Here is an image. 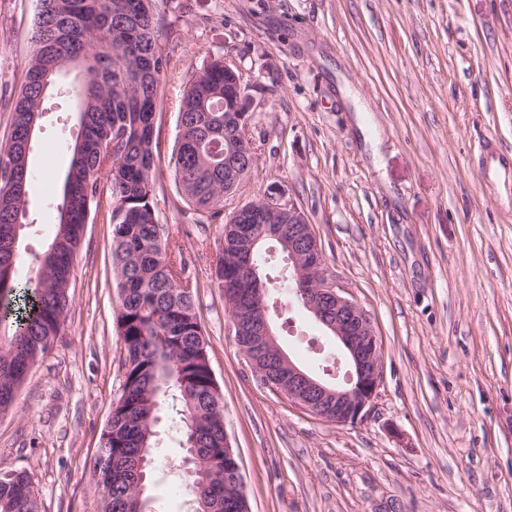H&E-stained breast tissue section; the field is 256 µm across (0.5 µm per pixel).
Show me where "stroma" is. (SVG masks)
I'll return each instance as SVG.
<instances>
[{"instance_id": "stroma-1", "label": "stroma", "mask_w": 512, "mask_h": 512, "mask_svg": "<svg viewBox=\"0 0 512 512\" xmlns=\"http://www.w3.org/2000/svg\"><path fill=\"white\" fill-rule=\"evenodd\" d=\"M35 0H0V146L32 52ZM170 68L155 117V208L179 230L251 512H512V201L480 184L488 137L512 154V0H158ZM252 85L255 162L225 211L280 191L325 266L369 311L384 377L371 414L337 426L264 387L236 347L211 272L222 224H199L174 182L184 80L210 58ZM67 73L31 142L37 176L20 249L56 233L78 126ZM377 131L379 147L366 141ZM111 226L87 225L52 348L0 414V472L23 471L39 512H99L90 462L124 379ZM282 349L316 371L331 342L297 302ZM157 512H186L163 448Z\"/></svg>"}]
</instances>
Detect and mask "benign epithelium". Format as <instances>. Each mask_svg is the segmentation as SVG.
<instances>
[{
	"mask_svg": "<svg viewBox=\"0 0 512 512\" xmlns=\"http://www.w3.org/2000/svg\"><path fill=\"white\" fill-rule=\"evenodd\" d=\"M249 151L230 146L224 161V186L235 187L249 173L245 167ZM266 205L267 223L288 225V238L270 233L268 238L288 254L291 278L301 286L299 301L316 319L332 331L340 355L336 365L347 366L346 380L334 383L300 367L279 346L271 326L270 307L229 314L232 336L247 364L266 387L286 396L304 412L328 423L346 425L366 418L373 411L383 382V362L379 337L369 312L344 295L324 266L320 239L305 212L293 202L284 203L272 192L260 198ZM277 354L282 375L258 365L259 349ZM224 457L237 473L236 491L250 512L239 456L230 439H225Z\"/></svg>",
	"mask_w": 512,
	"mask_h": 512,
	"instance_id": "benign-epithelium-1",
	"label": "benign epithelium"
}]
</instances>
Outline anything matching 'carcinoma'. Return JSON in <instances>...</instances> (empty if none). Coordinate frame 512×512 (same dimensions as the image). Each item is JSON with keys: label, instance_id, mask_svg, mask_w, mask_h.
<instances>
[{"label": "carcinoma", "instance_id": "1", "mask_svg": "<svg viewBox=\"0 0 512 512\" xmlns=\"http://www.w3.org/2000/svg\"><path fill=\"white\" fill-rule=\"evenodd\" d=\"M164 34L156 0H38L33 52L10 138L0 148V301L20 287L19 237L34 181L29 126L42 116L44 94L67 62L79 63L81 74L71 88L79 134L67 145L71 162L56 204V233L33 254L34 301L0 333V413L60 335L82 225L101 215L112 225L117 325L126 352L121 394L93 464L102 512H154L148 484L161 453L157 425L164 413L168 431L191 454L185 479L191 512H234L235 472L224 467V404L208 370L192 288L183 283L184 259L155 210L154 122L170 65ZM238 80V71L224 69V58H213L188 78L179 106L174 181L210 220L224 215V134L236 132L243 115ZM231 236L226 233L212 272L229 308L251 307L261 293L271 306L281 292L295 294L286 274L266 273V288L253 287L233 259ZM142 451L148 462L140 477L134 458ZM0 512H38L25 474L0 477Z\"/></svg>", "mask_w": 512, "mask_h": 512}]
</instances>
